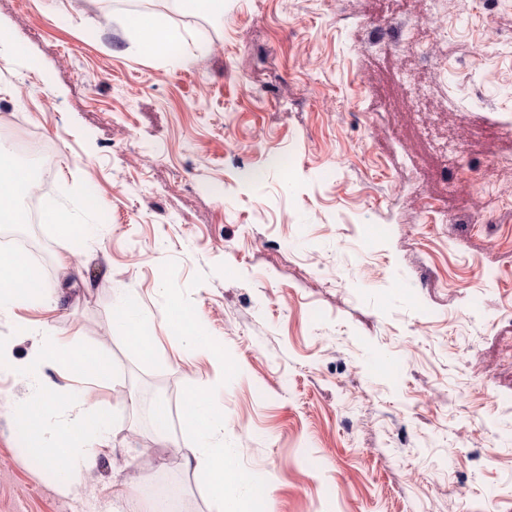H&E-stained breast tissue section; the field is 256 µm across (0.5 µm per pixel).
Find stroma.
Here are the masks:
<instances>
[{"label": "stroma", "mask_w": 512, "mask_h": 512, "mask_svg": "<svg viewBox=\"0 0 512 512\" xmlns=\"http://www.w3.org/2000/svg\"><path fill=\"white\" fill-rule=\"evenodd\" d=\"M99 0H0V124L55 147L39 202L93 224L54 298L0 313L17 362L41 339L112 357L109 386L62 364L0 371V512H147L148 485L216 512L181 416L219 392L224 442L271 512H512V0H225L164 17L192 60L138 49ZM149 317L143 359L118 291ZM223 355L160 327L171 300ZM170 410L156 430V400ZM95 408L107 450L69 494L13 422ZM186 11L204 16H224V0H179Z\"/></svg>", "instance_id": "obj_1"}]
</instances>
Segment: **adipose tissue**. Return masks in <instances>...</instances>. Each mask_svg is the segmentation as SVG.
Wrapping results in <instances>:
<instances>
[{"label": "adipose tissue", "instance_id": "1", "mask_svg": "<svg viewBox=\"0 0 512 512\" xmlns=\"http://www.w3.org/2000/svg\"><path fill=\"white\" fill-rule=\"evenodd\" d=\"M128 25L137 37L138 46L153 53L173 49L175 39L164 18L135 12ZM32 182L22 176L10 153H0V223H21L24 201L31 193ZM36 276L28 261L18 254L0 253V312H9L20 304L50 300L48 289H35ZM66 367L70 374L94 385L112 381V361L98 350L71 353ZM16 424L25 429L29 453L41 462L53 465L61 490H70L89 468L94 448H82L68 443L50 446L47 430L40 414L30 408L15 412ZM182 426L199 440L198 447L189 449L181 458L185 469L205 472L211 497L218 512H254L257 503L268 500L269 487L245 473L237 462L238 451L224 445V410L208 390H191Z\"/></svg>", "mask_w": 512, "mask_h": 512}]
</instances>
